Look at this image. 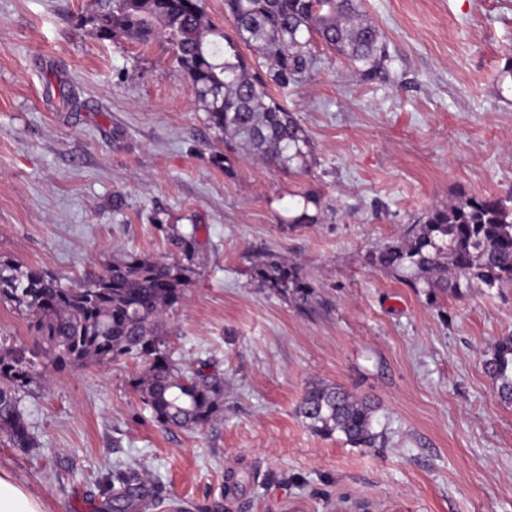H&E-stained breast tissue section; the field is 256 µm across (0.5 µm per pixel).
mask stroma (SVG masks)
Returning a JSON list of instances; mask_svg holds the SVG:
<instances>
[{"mask_svg":"<svg viewBox=\"0 0 512 512\" xmlns=\"http://www.w3.org/2000/svg\"><path fill=\"white\" fill-rule=\"evenodd\" d=\"M104 3L0 0V258L67 287L127 253L189 262L166 351L223 377L224 407L163 428L133 387L141 361L54 367L0 301V352L36 364L35 445L0 437V472L44 512H109L118 469L143 482L129 512H512V404L484 367L512 288L434 303L370 263L429 207L512 192V0H364L386 70L315 46L287 99L312 147L298 173L216 166L184 72L161 43L100 37ZM307 190L319 223H289ZM267 255L302 270L313 305L260 286ZM313 383L375 399V447L306 425Z\"/></svg>","mask_w":512,"mask_h":512,"instance_id":"stroma-1","label":"stroma"}]
</instances>
